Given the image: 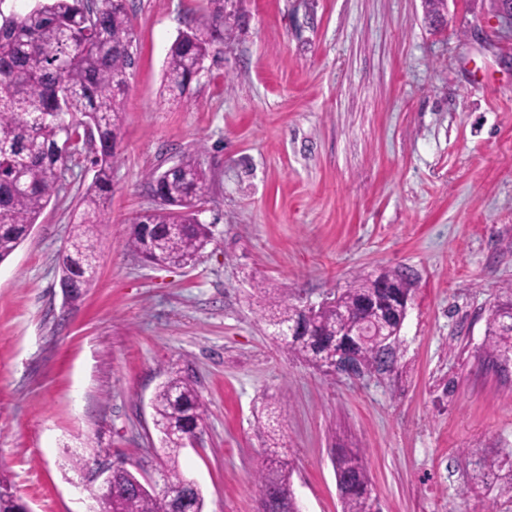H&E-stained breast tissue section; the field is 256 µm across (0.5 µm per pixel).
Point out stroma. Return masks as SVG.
<instances>
[{
    "label": "stroma",
    "mask_w": 512,
    "mask_h": 512,
    "mask_svg": "<svg viewBox=\"0 0 512 512\" xmlns=\"http://www.w3.org/2000/svg\"><path fill=\"white\" fill-rule=\"evenodd\" d=\"M204 0H127L136 64L95 280L76 301L59 256L94 170L72 164L0 263V485L30 512H89L99 469L151 477L166 375L207 407L186 476L204 512H258L256 414L283 403L303 512H341L332 458L360 453L380 512H512L486 459L512 458V363L487 353L512 294V35L496 0H244L184 97L170 44ZM198 154L211 242L183 268L130 252L149 182ZM411 282L395 364L327 374L268 337L258 283L319 305L382 270ZM84 467H74V459Z\"/></svg>",
    "instance_id": "stroma-1"
}]
</instances>
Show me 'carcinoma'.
I'll return each instance as SVG.
<instances>
[{"instance_id": "obj_1", "label": "carcinoma", "mask_w": 512, "mask_h": 512, "mask_svg": "<svg viewBox=\"0 0 512 512\" xmlns=\"http://www.w3.org/2000/svg\"><path fill=\"white\" fill-rule=\"evenodd\" d=\"M233 25L224 23V0H207L204 12L169 47L165 83L185 94L195 66L224 46ZM135 39L132 19L123 0H37L29 10L0 19V262L5 261L37 224L58 192L64 172L62 150L72 137L92 127L95 175L80 200V221L73 225L68 248L61 251V279L80 299L95 274L92 238L95 226L108 222L107 194L112 166L123 140L122 86L134 59L125 44ZM158 190V206L136 215L126 247L145 261L162 267L193 262L210 242L209 227L195 220L194 208L208 201L210 181L198 157L182 156ZM386 287H379V283ZM410 291L398 271L360 277L336 296L335 302L308 314L302 307L275 297L264 320L270 336L283 350L300 355L326 373L334 372L342 352L363 368L388 367L386 343L393 342L403 319L402 298ZM512 302L492 309L489 351L497 359L512 358ZM341 325L365 326L362 336L346 337L336 346ZM152 406L160 433V465L172 487L184 483L180 454L193 430L202 425L206 406L196 384L171 372L156 391ZM280 406H266L263 433L271 466L258 475L268 489L264 512H297L291 474L274 458L280 455ZM342 512H371L370 478L360 455L336 456ZM128 469L113 473L116 494L102 505L105 512H173L170 499L137 486ZM0 512H24L12 492H0Z\"/></svg>"}]
</instances>
